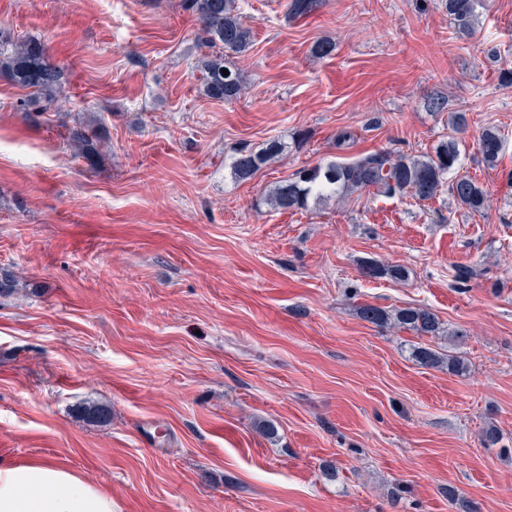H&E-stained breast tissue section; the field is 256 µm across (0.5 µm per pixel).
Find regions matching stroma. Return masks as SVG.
Masks as SVG:
<instances>
[{"mask_svg":"<svg viewBox=\"0 0 512 512\" xmlns=\"http://www.w3.org/2000/svg\"><path fill=\"white\" fill-rule=\"evenodd\" d=\"M255 41L229 55L246 85L202 92L205 54L180 0H0V29L64 69L38 116L0 80V459H51L117 512H512V0H484L472 36L438 0H241ZM320 39L331 57L313 59ZM448 100L442 114L427 95ZM465 111L460 171L488 194L470 214L356 193L307 211L264 196L337 153L420 154ZM90 122L88 166L65 138ZM506 145L495 168L482 128ZM304 132L238 183L237 149ZM400 264L368 279L361 261ZM471 265L468 286L454 268ZM423 305L464 373L420 366L418 336L356 315ZM110 410L103 424L80 406ZM495 424L500 448L480 432ZM504 147L503 135L497 127H486L478 137V151L489 168L497 166Z\"/></svg>","mask_w":512,"mask_h":512,"instance_id":"35a3bbf8","label":"stroma"}]
</instances>
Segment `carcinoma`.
<instances>
[{
    "instance_id": "1",
    "label": "carcinoma",
    "mask_w": 512,
    "mask_h": 512,
    "mask_svg": "<svg viewBox=\"0 0 512 512\" xmlns=\"http://www.w3.org/2000/svg\"><path fill=\"white\" fill-rule=\"evenodd\" d=\"M240 0H180L183 11L195 16L201 26L202 45L219 47L223 53L201 60L205 94L226 103L242 97V75L235 69L222 74L225 54H244L254 43L253 30L242 19ZM481 0H441L459 31L470 34L477 22ZM322 5V0H290L287 14L293 18L307 17ZM0 79L30 90V99L22 106L50 101L60 89L62 71L48 56L44 46L36 41L15 42L10 34L0 30ZM69 142L77 148V156L91 165L96 159L97 142L87 127L77 123L68 128ZM504 147L503 135L496 127H486L478 137V151L489 168L497 166ZM288 149L282 138L267 140L258 149L242 147L232 158L230 173L239 182L253 179L267 165L280 159ZM460 152L454 137L443 139L432 152L420 155L394 154L389 150L368 153L346 161L332 159L311 168L296 171L291 178L268 190L265 202L278 210H307L333 199H344L356 192L374 191L377 195L410 194L422 202L430 201L443 186L454 202L471 214L485 210L487 192L474 177L458 173ZM453 179H448L449 174ZM362 276L370 279L390 277L404 280L407 271L402 265H381L367 260L361 265ZM363 321L379 328L398 327L418 336L438 337L442 327L438 316L428 307L408 306L385 309L373 304L356 306ZM412 358L431 369L446 367L456 373L467 369L463 359L445 354L440 348L426 343L411 347Z\"/></svg>"
}]
</instances>
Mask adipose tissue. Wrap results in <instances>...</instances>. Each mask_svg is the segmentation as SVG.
<instances>
[{
	"label": "adipose tissue",
	"mask_w": 512,
	"mask_h": 512,
	"mask_svg": "<svg viewBox=\"0 0 512 512\" xmlns=\"http://www.w3.org/2000/svg\"><path fill=\"white\" fill-rule=\"evenodd\" d=\"M0 512H116L110 495L50 460L0 459Z\"/></svg>",
	"instance_id": "1"
}]
</instances>
